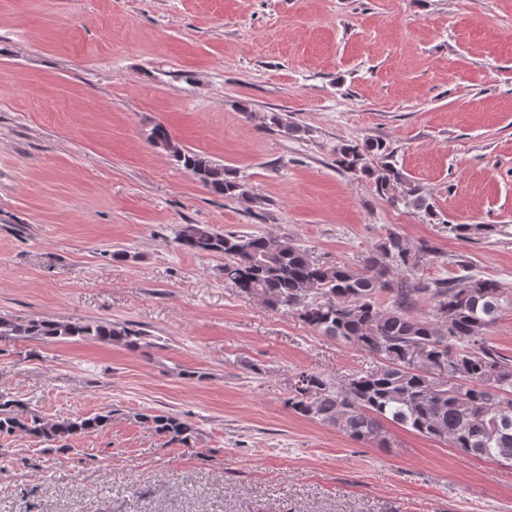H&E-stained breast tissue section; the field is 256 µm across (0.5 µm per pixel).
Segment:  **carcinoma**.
I'll list each match as a JSON object with an SVG mask.
<instances>
[{"label": "carcinoma", "mask_w": 512, "mask_h": 512, "mask_svg": "<svg viewBox=\"0 0 512 512\" xmlns=\"http://www.w3.org/2000/svg\"><path fill=\"white\" fill-rule=\"evenodd\" d=\"M148 139L209 192L252 200L246 184L224 165L185 148L165 127H152ZM336 162L372 183L386 200L401 198L432 213L429 197L396 167L385 140L342 143ZM448 229L462 238L495 232L478 224ZM175 242L193 253L224 256V284L244 296L296 313L322 335L379 358L373 370L336 380L299 372L285 400L289 411L381 448L389 446L390 423L468 455L512 464V359L501 355L489 336L500 308L512 305V295L496 280L463 275L431 285L398 283L389 278L390 266L413 268L435 250L423 243L414 252L394 233L359 268L324 262L290 239L220 233L208 224L184 225ZM383 294L391 298L386 305L380 302ZM423 294L434 301L428 313L417 311ZM68 338L136 348L146 334L126 322L0 317L1 341ZM111 416L102 411L50 422L17 400H5L0 401V436L21 432L65 442L102 429ZM135 418L173 442L187 444L195 435L194 425L178 415L138 413Z\"/></svg>", "instance_id": "1"}]
</instances>
